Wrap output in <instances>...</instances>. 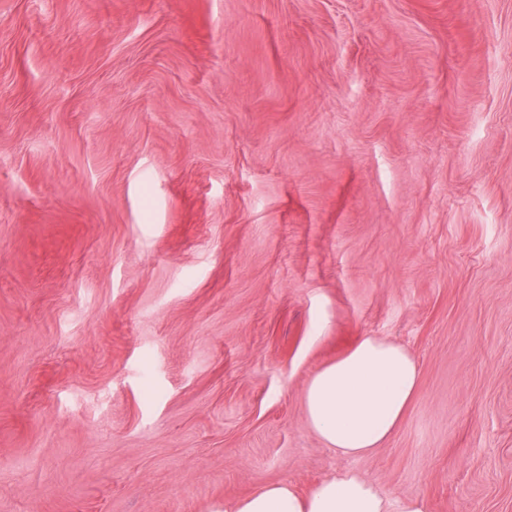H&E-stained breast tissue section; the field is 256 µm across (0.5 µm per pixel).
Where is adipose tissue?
Wrapping results in <instances>:
<instances>
[{"mask_svg": "<svg viewBox=\"0 0 512 512\" xmlns=\"http://www.w3.org/2000/svg\"><path fill=\"white\" fill-rule=\"evenodd\" d=\"M418 366L401 345L364 335L308 379L307 421L324 444L345 457L371 454L399 427L417 388ZM227 512H425L419 496L391 497L364 475L348 471L299 495L288 483L266 484Z\"/></svg>", "mask_w": 512, "mask_h": 512, "instance_id": "1", "label": "adipose tissue"}]
</instances>
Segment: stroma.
Segmentation results:
<instances>
[{
	"instance_id": "stroma-1",
	"label": "stroma",
	"mask_w": 512,
	"mask_h": 512,
	"mask_svg": "<svg viewBox=\"0 0 512 512\" xmlns=\"http://www.w3.org/2000/svg\"><path fill=\"white\" fill-rule=\"evenodd\" d=\"M367 334L418 391L346 458ZM348 469L512 512V0H0V512ZM418 366L401 345L364 335L308 379L310 427L345 457L371 454L397 430L417 388Z\"/></svg>"
}]
</instances>
